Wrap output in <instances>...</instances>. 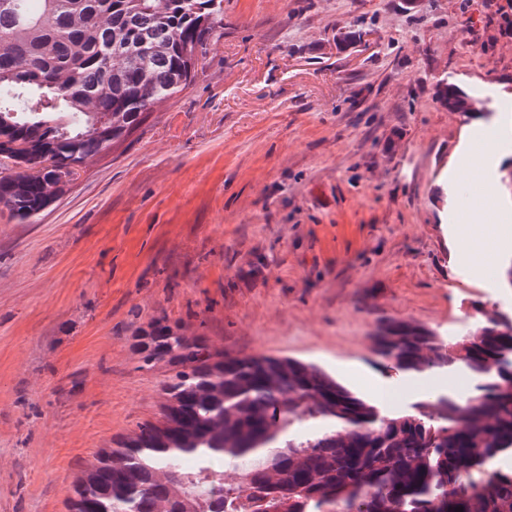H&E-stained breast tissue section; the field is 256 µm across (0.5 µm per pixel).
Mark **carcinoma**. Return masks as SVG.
Returning a JSON list of instances; mask_svg holds the SVG:
<instances>
[{
  "label": "carcinoma",
  "mask_w": 512,
  "mask_h": 512,
  "mask_svg": "<svg viewBox=\"0 0 512 512\" xmlns=\"http://www.w3.org/2000/svg\"><path fill=\"white\" fill-rule=\"evenodd\" d=\"M224 34V0H0V211L28 221L184 91ZM448 109L473 102L446 86ZM443 339L388 320L371 336L403 376L463 369L468 402L387 413L314 363L229 354L157 320L138 369L163 362L161 419L103 448L69 512H512V314L472 306ZM479 475L472 491L465 479Z\"/></svg>",
  "instance_id": "carcinoma-1"
}]
</instances>
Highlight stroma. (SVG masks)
Masks as SVG:
<instances>
[{
  "label": "stroma",
  "mask_w": 512,
  "mask_h": 512,
  "mask_svg": "<svg viewBox=\"0 0 512 512\" xmlns=\"http://www.w3.org/2000/svg\"><path fill=\"white\" fill-rule=\"evenodd\" d=\"M493 0H224L191 85L32 222L0 215V512H67L100 449L161 417L156 319L225 352L314 362L418 400L370 338L380 319L469 328L512 313V248L485 233L470 158L512 116ZM361 42H347L349 32ZM486 100L480 129L443 83ZM486 234L461 261L462 214Z\"/></svg>",
  "instance_id": "stroma-1"
}]
</instances>
